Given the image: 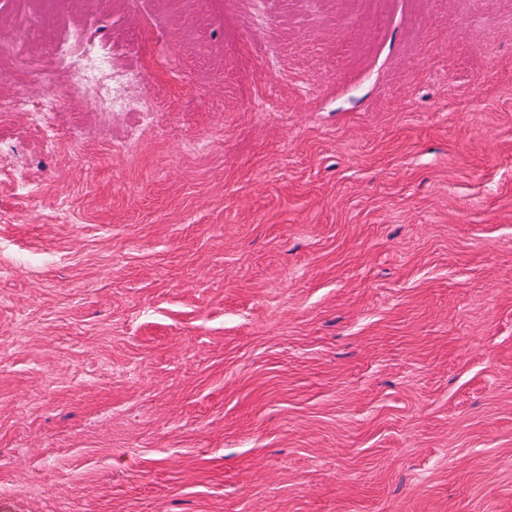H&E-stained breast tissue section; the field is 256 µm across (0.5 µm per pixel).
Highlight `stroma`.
Listing matches in <instances>:
<instances>
[{
    "label": "stroma",
    "instance_id": "35a3bbf8",
    "mask_svg": "<svg viewBox=\"0 0 512 512\" xmlns=\"http://www.w3.org/2000/svg\"><path fill=\"white\" fill-rule=\"evenodd\" d=\"M151 123L54 77L57 24ZM0 118V512H512V0H60ZM56 102L51 90L46 89L39 98L25 92H17L12 97L0 98V117L11 112H27L31 120L43 126L50 115L56 112Z\"/></svg>",
    "mask_w": 512,
    "mask_h": 512
}]
</instances>
